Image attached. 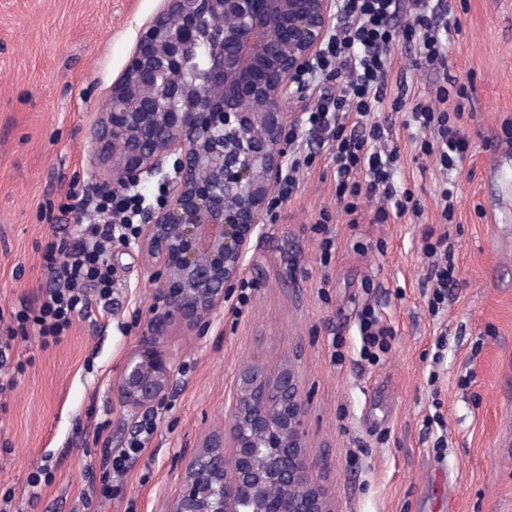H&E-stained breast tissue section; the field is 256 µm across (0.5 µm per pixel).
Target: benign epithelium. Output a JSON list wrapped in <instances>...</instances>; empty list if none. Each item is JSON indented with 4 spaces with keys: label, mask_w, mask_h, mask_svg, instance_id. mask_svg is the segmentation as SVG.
<instances>
[{
    "label": "benign epithelium",
    "mask_w": 512,
    "mask_h": 512,
    "mask_svg": "<svg viewBox=\"0 0 512 512\" xmlns=\"http://www.w3.org/2000/svg\"><path fill=\"white\" fill-rule=\"evenodd\" d=\"M338 17L337 0H163L112 91L98 138L112 145V191L175 177L150 211L139 251L163 311L127 354L114 393L130 417L125 448L174 384L170 326L209 321L263 232L271 187L288 171L299 89ZM207 50L202 75L186 66ZM228 428L184 457L166 512H336L307 446L306 398L293 365L255 362L239 375ZM235 465L228 469L224 449Z\"/></svg>",
    "instance_id": "benign-epithelium-1"
}]
</instances>
